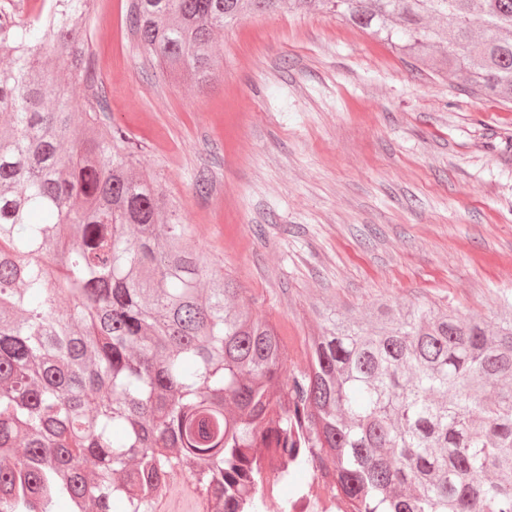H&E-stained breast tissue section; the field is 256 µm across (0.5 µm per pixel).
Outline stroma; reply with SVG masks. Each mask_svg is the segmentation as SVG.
Returning <instances> with one entry per match:
<instances>
[{
    "mask_svg": "<svg viewBox=\"0 0 512 512\" xmlns=\"http://www.w3.org/2000/svg\"><path fill=\"white\" fill-rule=\"evenodd\" d=\"M124 4L91 0L82 22L102 117L140 143L197 249L255 298L287 370L307 364L316 308L388 298L486 317L512 295V106L324 11L225 28L200 89L144 70Z\"/></svg>",
    "mask_w": 512,
    "mask_h": 512,
    "instance_id": "35a3bbf8",
    "label": "stroma"
}]
</instances>
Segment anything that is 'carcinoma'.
<instances>
[{"label":"carcinoma","mask_w":512,"mask_h":512,"mask_svg":"<svg viewBox=\"0 0 512 512\" xmlns=\"http://www.w3.org/2000/svg\"><path fill=\"white\" fill-rule=\"evenodd\" d=\"M89 2L0 19V512H153L179 472L207 512H261L304 473L344 512H512V297L489 319L327 308L286 372L283 338L100 118ZM320 7L512 104V0H126L125 28L203 86L214 32Z\"/></svg>","instance_id":"obj_1"}]
</instances>
